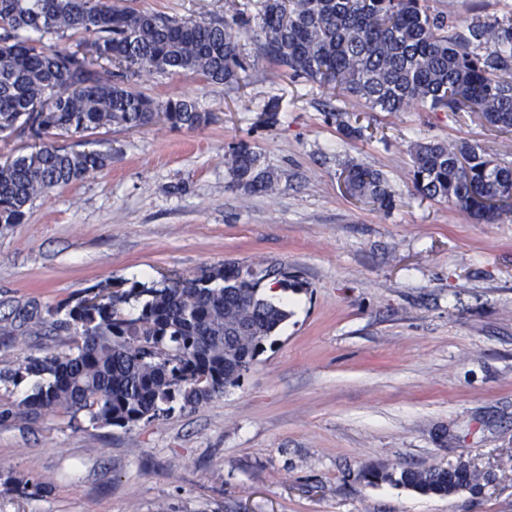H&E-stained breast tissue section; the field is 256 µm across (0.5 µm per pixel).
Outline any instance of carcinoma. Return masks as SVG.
Here are the masks:
<instances>
[{
    "mask_svg": "<svg viewBox=\"0 0 512 512\" xmlns=\"http://www.w3.org/2000/svg\"><path fill=\"white\" fill-rule=\"evenodd\" d=\"M244 27L134 11L120 0H0V139L24 133L34 141L31 151L0 163V225L23 223L36 198L107 165L109 155L70 151L58 138L158 121L193 129L211 120L187 97L133 92L98 75L95 65L230 83L244 69ZM448 28V16L431 11L428 0H263L256 37L263 56L372 110L474 112L484 124L511 132L512 17L478 19L465 37ZM66 35L77 38L74 48L48 45ZM225 167L232 183L254 193L277 185L246 145L234 149ZM345 183L354 196L394 206L376 171L349 164ZM412 184L421 196L448 200L480 223L495 224L512 212L495 206L512 199V162L478 144L414 143ZM259 282L253 271L224 262L172 284L138 282L117 290L98 284L55 305L29 300L15 306V335L48 327L71 336V346L63 355L3 362L0 382L16 384L29 375L41 382L0 416L36 421L53 413L131 429L159 418L175 401L184 408L207 402L239 384L263 341L288 319L287 309L259 294ZM133 300L141 302L135 315L124 311ZM1 477L27 498L51 487L47 480ZM365 477L424 495L482 489V476L462 461Z\"/></svg>",
    "mask_w": 512,
    "mask_h": 512,
    "instance_id": "1",
    "label": "carcinoma"
}]
</instances>
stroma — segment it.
I'll return each instance as SVG.
<instances>
[{"instance_id":"obj_1","label":"stroma","mask_w":512,"mask_h":512,"mask_svg":"<svg viewBox=\"0 0 512 512\" xmlns=\"http://www.w3.org/2000/svg\"><path fill=\"white\" fill-rule=\"evenodd\" d=\"M262 0H125L183 19L256 20ZM454 32L512 0H429ZM237 83L130 76L182 95L208 125L95 134L104 169L38 197L0 227V361L68 352L66 334L10 335L12 306L55 304L110 281L151 283L232 261L280 286L288 318L239 385L131 429L48 415L0 420V471L52 480L0 512H512V215L482 224L416 194L411 149L467 141L512 154L473 114L356 112L240 35ZM282 99L276 118L265 104ZM361 130L346 138L340 123ZM278 188L233 185L239 144ZM380 172L390 210L350 195L342 170ZM492 473L481 494L423 495L369 470L457 461Z\"/></svg>"}]
</instances>
